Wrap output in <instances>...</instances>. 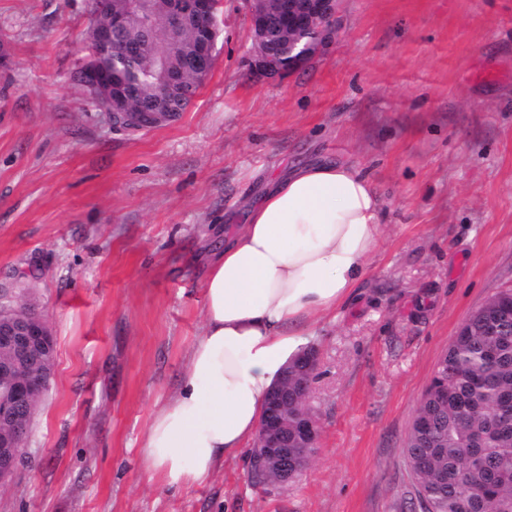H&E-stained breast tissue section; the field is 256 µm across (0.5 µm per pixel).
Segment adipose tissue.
I'll return each mask as SVG.
<instances>
[{"label":"adipose tissue","mask_w":512,"mask_h":512,"mask_svg":"<svg viewBox=\"0 0 512 512\" xmlns=\"http://www.w3.org/2000/svg\"><path fill=\"white\" fill-rule=\"evenodd\" d=\"M382 215L369 176L336 161L295 167L248 204L209 269L205 328L182 387L148 428L151 470L198 484L255 438L283 364L364 275Z\"/></svg>","instance_id":"ef3b65f1"}]
</instances>
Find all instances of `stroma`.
<instances>
[{
    "label": "stroma",
    "mask_w": 512,
    "mask_h": 512,
    "mask_svg": "<svg viewBox=\"0 0 512 512\" xmlns=\"http://www.w3.org/2000/svg\"><path fill=\"white\" fill-rule=\"evenodd\" d=\"M217 17L193 105L131 132L71 79L86 0H0V299H31L55 347L0 512H421L412 418L462 324L512 289V0H342L281 81L250 73L246 0ZM327 159L368 172L384 230L313 325L318 452L283 487L244 453L169 484L143 445L204 330L209 260L273 178Z\"/></svg>",
    "instance_id": "1"
}]
</instances>
